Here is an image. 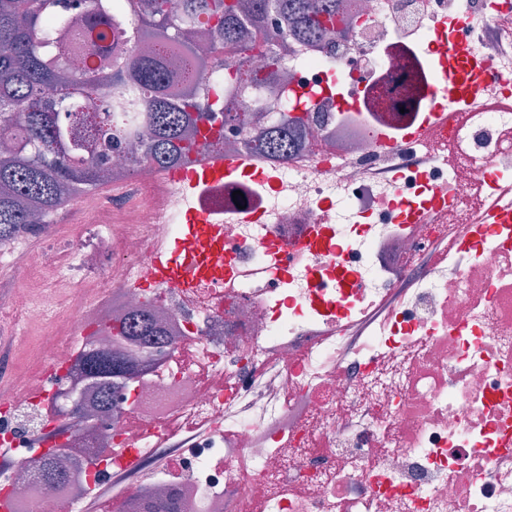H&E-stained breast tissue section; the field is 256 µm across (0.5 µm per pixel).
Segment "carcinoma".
<instances>
[{
	"label": "carcinoma",
	"mask_w": 512,
	"mask_h": 512,
	"mask_svg": "<svg viewBox=\"0 0 512 512\" xmlns=\"http://www.w3.org/2000/svg\"><path fill=\"white\" fill-rule=\"evenodd\" d=\"M285 21L271 35L264 27L269 11ZM66 0H0V239L19 233L28 223L25 204L56 212L78 190L98 187L114 143L150 136L133 167L149 163L171 167L210 140L224 137L229 97L242 76L261 90L277 72L243 73L244 60L224 70L222 87L209 94L206 74L211 61L227 48L276 54L288 41L314 43L344 33L339 0H130L122 14L115 0H96L72 41L61 43L69 29L62 14ZM170 46L197 61V91L180 98L165 90V74L144 45ZM302 117H284L266 127L259 141L288 157L290 133ZM112 348L99 345L98 332L84 337L78 351L87 373L96 377L132 378L149 368L127 351L129 346L164 347V330L147 310H137L101 326ZM40 480L62 485L71 469L59 452L36 463Z\"/></svg>",
	"instance_id": "cac0c4a2"
}]
</instances>
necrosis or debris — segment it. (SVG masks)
I'll list each match as a JSON object with an SVG mask.
<instances>
[{"label": "necrosis or debris", "instance_id": "4bbe7bcc", "mask_svg": "<svg viewBox=\"0 0 512 512\" xmlns=\"http://www.w3.org/2000/svg\"><path fill=\"white\" fill-rule=\"evenodd\" d=\"M340 6L352 27L289 43L285 79L262 105H240L212 146L248 156L252 171L190 196L166 169L131 171L125 144L81 201L85 225L35 208L25 230L0 241V262L37 236L48 255L10 284L13 342L40 363L28 379L0 377V444L12 449L0 498L12 512H56L63 499L78 512L118 479L123 500L162 502L180 486L178 512H245L255 495L261 512H512V199L444 266L421 264L449 230L473 224L482 198L512 190V0ZM455 21L467 22L465 36ZM456 39L464 48L453 53ZM474 57L493 70L472 81L495 109L421 135L428 114L448 107L446 78ZM331 73L355 111L310 103L293 155H268L258 128L295 115L288 92ZM203 203L224 236L223 269L142 293L147 259ZM340 247L362 285L341 306ZM393 293L391 315L351 342L344 322ZM146 306L169 339L152 369L94 383L61 359L85 330ZM66 388L84 397L68 433L81 465L49 489L33 464ZM170 420L213 427L177 446L175 479L154 463ZM129 448L139 458L131 470L119 460Z\"/></svg>", "mask_w": 512, "mask_h": 512}]
</instances>
